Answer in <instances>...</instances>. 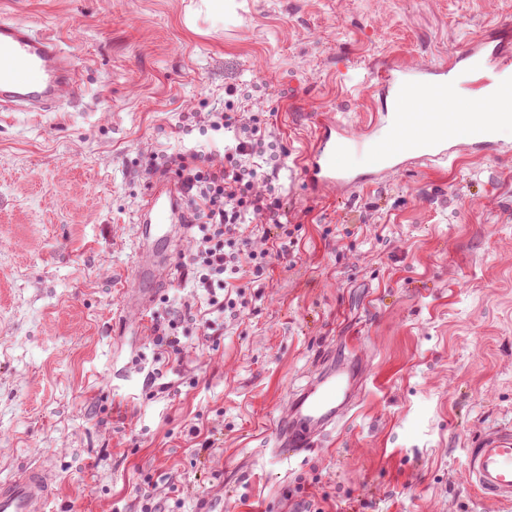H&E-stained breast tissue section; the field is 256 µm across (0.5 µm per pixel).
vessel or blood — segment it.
I'll use <instances>...</instances> for the list:
<instances>
[{
    "label": "vessel or blood",
    "mask_w": 512,
    "mask_h": 512,
    "mask_svg": "<svg viewBox=\"0 0 512 512\" xmlns=\"http://www.w3.org/2000/svg\"><path fill=\"white\" fill-rule=\"evenodd\" d=\"M511 71L512 35L502 27L475 37L443 65L380 67L375 72L380 111L372 124L354 136L342 124L321 122L301 169L316 188L341 189L367 180L341 162L342 156L356 150L369 153L376 174L399 171L419 157L452 161L463 145L477 156L496 150L493 124L477 132L454 128L447 135L434 136L431 128L447 124V112H409L401 102L412 90L433 97L445 94L452 79L476 93ZM75 72L72 54L53 33L0 20V107L15 104L30 112L51 108L59 90L73 83ZM187 229L181 189L158 182L137 216L138 288L127 302L138 312H145L156 294V271L166 262L165 242L183 239ZM360 385L359 373L327 358L313 382L293 394L287 414L273 428L274 454L293 459L311 447L314 438L332 432L348 415ZM465 455L466 478L480 496L512 505V421L488 424L471 440ZM54 485V473L42 466L0 480V512H44Z\"/></svg>",
    "instance_id": "obj_1"
}]
</instances>
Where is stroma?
Segmentation results:
<instances>
[{
  "mask_svg": "<svg viewBox=\"0 0 512 512\" xmlns=\"http://www.w3.org/2000/svg\"><path fill=\"white\" fill-rule=\"evenodd\" d=\"M0 0L78 66L48 112H0V479L45 463V512H512L465 450L512 420V156L421 162L348 192L297 164L323 119L358 132L381 61L440 65L512 0ZM256 116L290 234L242 316L211 335L174 243L147 325L137 210L170 159L221 142L214 109ZM180 358L154 327L184 305ZM365 382L290 461L271 428L325 350ZM209 448H202V440Z\"/></svg>",
  "mask_w": 512,
  "mask_h": 512,
  "instance_id": "35a3bbf8",
  "label": "stroma"
}]
</instances>
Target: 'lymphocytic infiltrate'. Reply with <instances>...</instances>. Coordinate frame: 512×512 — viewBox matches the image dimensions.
Instances as JSON below:
<instances>
[{
	"instance_id": "1",
	"label": "lymphocytic infiltrate",
	"mask_w": 512,
	"mask_h": 512,
	"mask_svg": "<svg viewBox=\"0 0 512 512\" xmlns=\"http://www.w3.org/2000/svg\"><path fill=\"white\" fill-rule=\"evenodd\" d=\"M207 120L214 130L231 133L224 147V167L207 172L198 154L179 158V176L196 217L205 221L184 263L193 269L192 285L217 313L237 314L248 306L239 281L262 277L282 252L280 242L256 239L254 221L280 224L282 213L273 176L260 173L253 159L260 153L262 131L248 115L215 111Z\"/></svg>"
}]
</instances>
